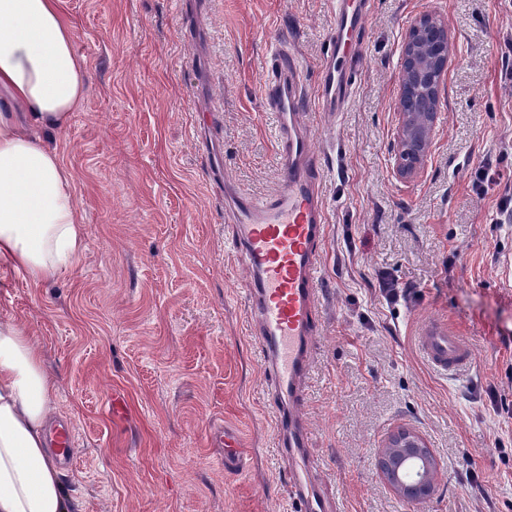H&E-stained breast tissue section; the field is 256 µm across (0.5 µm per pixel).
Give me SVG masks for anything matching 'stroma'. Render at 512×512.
Returning <instances> with one entry per match:
<instances>
[{"label": "stroma", "mask_w": 512, "mask_h": 512, "mask_svg": "<svg viewBox=\"0 0 512 512\" xmlns=\"http://www.w3.org/2000/svg\"><path fill=\"white\" fill-rule=\"evenodd\" d=\"M88 93L50 138L75 175L87 252L31 284L0 266V315L57 380L79 512H286L249 281L231 199L282 184L263 107L273 44L304 65L324 176L325 293L305 410L312 458L343 512H512V0H370L350 36L352 93L320 112L336 0H63ZM425 13L452 62L423 171L395 173L399 55ZM395 297H385L383 283ZM441 319L475 349L447 374L416 338ZM125 403L113 416L112 397ZM246 472L225 473L216 429ZM401 430L438 462L420 501L384 480Z\"/></svg>", "instance_id": "stroma-1"}]
</instances>
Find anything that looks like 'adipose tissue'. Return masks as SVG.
<instances>
[{
    "instance_id": "ef3b65f1",
    "label": "adipose tissue",
    "mask_w": 512,
    "mask_h": 512,
    "mask_svg": "<svg viewBox=\"0 0 512 512\" xmlns=\"http://www.w3.org/2000/svg\"><path fill=\"white\" fill-rule=\"evenodd\" d=\"M61 0H0V265L33 284L87 245L74 176L47 137L85 99L88 69ZM56 381L29 330L0 319V512H72L48 420Z\"/></svg>"
}]
</instances>
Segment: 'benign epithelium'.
I'll return each mask as SVG.
<instances>
[{
  "label": "benign epithelium",
  "mask_w": 512,
  "mask_h": 512,
  "mask_svg": "<svg viewBox=\"0 0 512 512\" xmlns=\"http://www.w3.org/2000/svg\"><path fill=\"white\" fill-rule=\"evenodd\" d=\"M451 57L448 24L434 14L416 18L405 34L399 57L396 174L402 179L417 177L423 168L431 137L440 123L441 88ZM423 447V439L411 432L389 440L385 455L400 457L402 465L395 470L383 467L381 472L395 491L425 496L432 490L438 465L429 456L416 458L411 454V449Z\"/></svg>",
  "instance_id": "benign-epithelium-1"
}]
</instances>
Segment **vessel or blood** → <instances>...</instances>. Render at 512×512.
Wrapping results in <instances>:
<instances>
[{"label": "vessel or blood", "instance_id": "1", "mask_svg": "<svg viewBox=\"0 0 512 512\" xmlns=\"http://www.w3.org/2000/svg\"><path fill=\"white\" fill-rule=\"evenodd\" d=\"M364 12L357 0H338L334 29L336 53L346 47L344 35L361 24ZM264 103L277 118L278 153L284 173L280 188L259 202L239 195L232 201L238 235L232 245L250 275V316L270 376L267 394L274 407V446L288 460L290 512H336V505L315 479L310 457L312 431L304 413L306 382L317 350L321 322L319 303L321 251L327 226L322 203L320 163L304 120L302 66L283 47H276L267 66ZM349 83L333 60L321 75L318 106L332 112L348 92ZM418 346L433 367L453 371L469 366L471 344L450 328L430 325ZM224 467L239 471L243 456L224 432Z\"/></svg>", "mask_w": 512, "mask_h": 512}]
</instances>
